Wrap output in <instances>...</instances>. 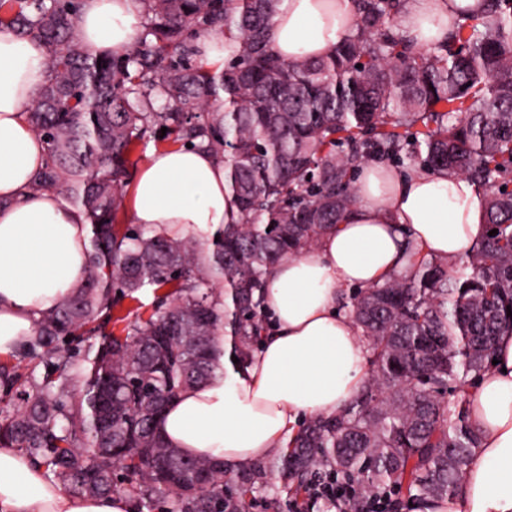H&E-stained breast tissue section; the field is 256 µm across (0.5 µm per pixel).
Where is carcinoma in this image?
<instances>
[{"label": "carcinoma", "instance_id": "obj_1", "mask_svg": "<svg viewBox=\"0 0 512 512\" xmlns=\"http://www.w3.org/2000/svg\"><path fill=\"white\" fill-rule=\"evenodd\" d=\"M83 0H0V27L44 43L49 78L29 112L48 152L38 191L63 192L89 224L84 283L38 320L29 372L0 366V444L83 496L130 512H269L312 480L356 478L357 501L407 491L453 498L480 446L466 386L512 330V0H481L480 25L415 51L393 31L402 0H353L355 24L318 59H280L268 31L281 0H139L141 32L97 54L77 37ZM224 29V70L199 39ZM167 128L161 135V128ZM192 144L224 161L230 209L215 234L122 224L125 187L148 145ZM370 156L466 175L486 193V236L466 267L421 258L403 276L342 298L369 351L362 391L305 419L280 451L226 468L159 432L182 391L246 368L266 327L263 288L356 204L349 169ZM209 472V486L198 475Z\"/></svg>", "mask_w": 512, "mask_h": 512}]
</instances>
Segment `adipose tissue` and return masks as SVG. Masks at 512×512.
Here are the masks:
<instances>
[{"mask_svg": "<svg viewBox=\"0 0 512 512\" xmlns=\"http://www.w3.org/2000/svg\"><path fill=\"white\" fill-rule=\"evenodd\" d=\"M469 0H404L401 29L418 47L442 41ZM138 0H83L79 37L116 53L139 33ZM355 23L353 0H282L270 27L284 60L325 56ZM38 41L0 28V355L24 351L37 321L85 277L89 225L58 191L31 185L46 146L28 112L45 84ZM358 204L316 249L282 260L264 295L269 330L247 368L186 390L167 407L165 441L234 467L265 458L299 420L335 414L364 386L366 343L340 310L345 289L400 276L415 256L458 260L486 235V194L469 177L362 165ZM224 165L207 149L148 152L129 190L131 223L159 233H215L227 207ZM467 388L481 443L458 495L427 512H512V334ZM122 496L66 493L19 449L0 446V512H129Z\"/></svg>", "mask_w": 512, "mask_h": 512, "instance_id": "ef3b65f1", "label": "adipose tissue"}]
</instances>
